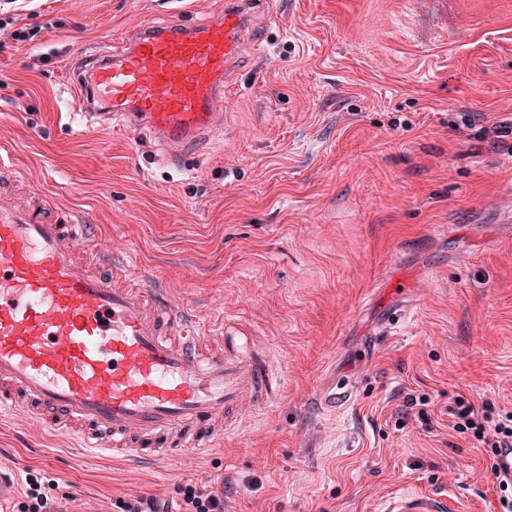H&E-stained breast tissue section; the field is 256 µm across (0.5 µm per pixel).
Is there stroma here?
I'll use <instances>...</instances> for the list:
<instances>
[{"instance_id":"1","label":"stroma","mask_w":512,"mask_h":512,"mask_svg":"<svg viewBox=\"0 0 512 512\" xmlns=\"http://www.w3.org/2000/svg\"><path fill=\"white\" fill-rule=\"evenodd\" d=\"M221 0H14L0 16V171L98 237L135 249L129 282L172 289L277 375L250 430L196 459L90 458L22 414L0 467L54 484L56 512H112L185 483L224 512H374L395 489L499 512L492 462L448 427L449 397L512 411V0H255L262 33L227 79L213 144L170 160L121 127L86 133L81 62L144 22L194 23ZM401 317L387 337L381 323ZM355 382L353 407L316 400ZM432 431L396 428L406 394Z\"/></svg>"}]
</instances>
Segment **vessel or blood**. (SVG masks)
Returning <instances> with one entry per match:
<instances>
[{
	"label": "vessel or blood",
	"mask_w": 512,
	"mask_h": 512,
	"mask_svg": "<svg viewBox=\"0 0 512 512\" xmlns=\"http://www.w3.org/2000/svg\"><path fill=\"white\" fill-rule=\"evenodd\" d=\"M250 0H225L192 25L145 22L131 40L102 41L82 71L87 104L102 103L107 122L151 136L172 160L224 123L217 106L243 53ZM92 249L111 275L76 258ZM130 248L91 234L75 214L61 217L29 196L0 189V415H40L53 432H73L79 447L152 464L216 448L247 417L216 416L272 386L251 355L204 357L190 326L212 328L167 288H119L131 272ZM350 381L320 398L348 407ZM441 495L396 491L379 512H449Z\"/></svg>",
	"instance_id": "b4317fda"
}]
</instances>
